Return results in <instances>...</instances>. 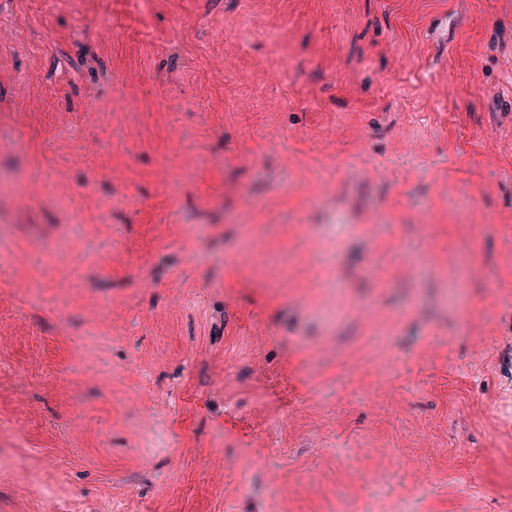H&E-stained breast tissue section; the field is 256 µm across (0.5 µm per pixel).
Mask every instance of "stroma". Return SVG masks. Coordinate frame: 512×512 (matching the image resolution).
<instances>
[{"label":"stroma","instance_id":"stroma-1","mask_svg":"<svg viewBox=\"0 0 512 512\" xmlns=\"http://www.w3.org/2000/svg\"><path fill=\"white\" fill-rule=\"evenodd\" d=\"M51 505L512 506V0H0V512Z\"/></svg>","mask_w":512,"mask_h":512}]
</instances>
